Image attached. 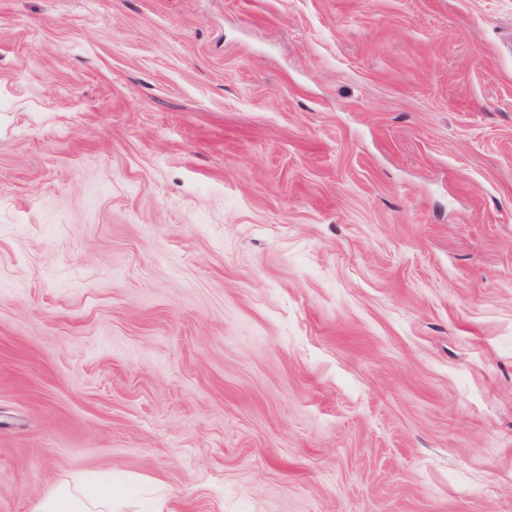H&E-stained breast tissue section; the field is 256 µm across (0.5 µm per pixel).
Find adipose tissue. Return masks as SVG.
I'll return each mask as SVG.
<instances>
[{
	"label": "adipose tissue",
	"instance_id": "adipose-tissue-1",
	"mask_svg": "<svg viewBox=\"0 0 512 512\" xmlns=\"http://www.w3.org/2000/svg\"><path fill=\"white\" fill-rule=\"evenodd\" d=\"M122 488L113 483L111 476L88 483L83 494H73L61 487L43 497L33 512H118L123 503Z\"/></svg>",
	"mask_w": 512,
	"mask_h": 512
}]
</instances>
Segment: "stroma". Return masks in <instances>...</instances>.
<instances>
[{
  "instance_id": "35a3bbf8",
  "label": "stroma",
  "mask_w": 512,
  "mask_h": 512,
  "mask_svg": "<svg viewBox=\"0 0 512 512\" xmlns=\"http://www.w3.org/2000/svg\"><path fill=\"white\" fill-rule=\"evenodd\" d=\"M512 512V0H0V512ZM85 485L86 493L81 491L80 496L67 487H59L43 497L33 512H120L124 493L119 485L112 483V475L105 474L101 481Z\"/></svg>"
}]
</instances>
